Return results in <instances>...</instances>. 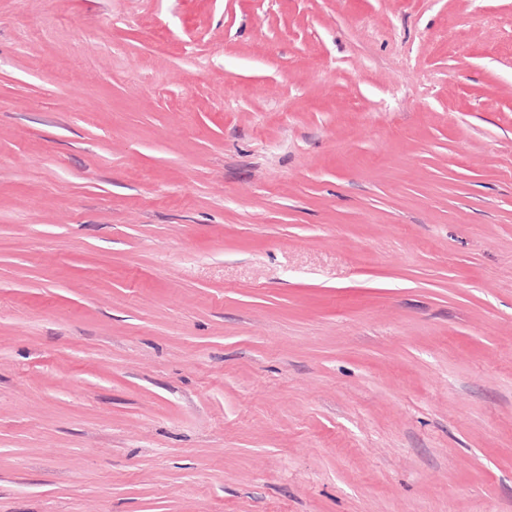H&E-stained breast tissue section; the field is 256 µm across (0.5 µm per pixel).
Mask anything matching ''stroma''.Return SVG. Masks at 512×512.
Masks as SVG:
<instances>
[{"instance_id":"1","label":"stroma","mask_w":512,"mask_h":512,"mask_svg":"<svg viewBox=\"0 0 512 512\" xmlns=\"http://www.w3.org/2000/svg\"><path fill=\"white\" fill-rule=\"evenodd\" d=\"M0 512H512V0H0Z\"/></svg>"}]
</instances>
